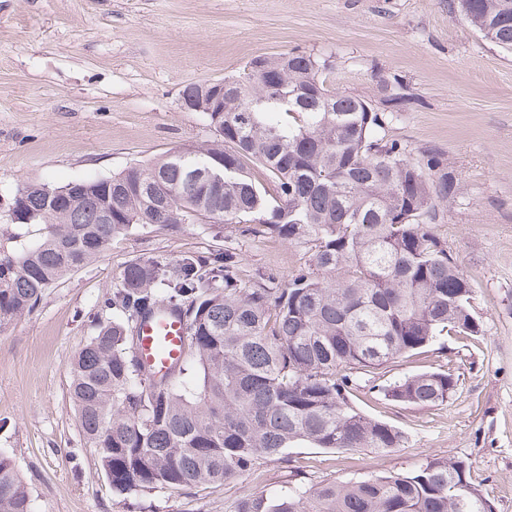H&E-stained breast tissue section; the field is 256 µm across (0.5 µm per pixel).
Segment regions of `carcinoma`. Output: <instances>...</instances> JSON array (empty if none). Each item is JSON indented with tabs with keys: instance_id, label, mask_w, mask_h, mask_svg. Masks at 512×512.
Instances as JSON below:
<instances>
[{
	"instance_id": "obj_1",
	"label": "carcinoma",
	"mask_w": 512,
	"mask_h": 512,
	"mask_svg": "<svg viewBox=\"0 0 512 512\" xmlns=\"http://www.w3.org/2000/svg\"><path fill=\"white\" fill-rule=\"evenodd\" d=\"M457 7L512 52V0ZM264 62L277 84L250 67L224 80V111L207 113L220 133L212 144L128 167L110 186L24 185L19 223L43 225L44 237L20 251L0 248L1 328L137 226L175 228L203 214L308 247L309 262L283 284L242 279L231 250L164 267L143 257L125 268L104 301L116 314L96 324L69 368L84 437L121 495L225 484L270 460L288 462L285 449L300 443L392 452L404 433L356 409L350 391L443 334L483 335L470 279L435 232L440 202L458 191L448 167L434 154L413 162L382 113L328 87V58L289 51ZM250 162L275 195L256 185ZM193 172L210 187L195 188ZM159 309L186 324L178 371L161 378L134 358L138 326ZM456 386L448 373L425 372L379 391L428 406ZM469 469L429 457L408 473L299 485L275 499L249 493L234 512H491L465 495ZM0 512H31L30 492L2 453Z\"/></svg>"
}]
</instances>
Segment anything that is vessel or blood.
I'll return each instance as SVG.
<instances>
[{
	"label": "vessel or blood",
	"instance_id": "b4317fda",
	"mask_svg": "<svg viewBox=\"0 0 512 512\" xmlns=\"http://www.w3.org/2000/svg\"><path fill=\"white\" fill-rule=\"evenodd\" d=\"M185 325L176 316L146 319L136 340L138 353L156 373H165L180 357Z\"/></svg>",
	"mask_w": 512,
	"mask_h": 512
}]
</instances>
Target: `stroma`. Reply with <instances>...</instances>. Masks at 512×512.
<instances>
[{
    "label": "stroma",
    "instance_id": "1",
    "mask_svg": "<svg viewBox=\"0 0 512 512\" xmlns=\"http://www.w3.org/2000/svg\"><path fill=\"white\" fill-rule=\"evenodd\" d=\"M294 50L331 58L337 91L391 115L389 134L411 159L435 153L457 179L435 230L471 281L484 335L469 346L437 337L378 372L382 385L452 374L457 387L444 403L352 390L358 409L404 432L403 448L299 444L288 463L267 462L225 485L157 490L143 512H233L246 493L275 498L295 484L408 472L446 456L470 463L468 479L493 512H512V54L472 29L454 0H0V225L9 230L0 246L43 236L41 226L8 221L23 185L109 177L213 140L203 113L181 109L183 89ZM384 82L398 100H384ZM227 246L241 251L246 280L287 281L307 259L303 247L239 224L139 227L0 330V451L27 484L32 512H133L82 434L68 366L131 262Z\"/></svg>",
    "mask_w": 512,
    "mask_h": 512
}]
</instances>
